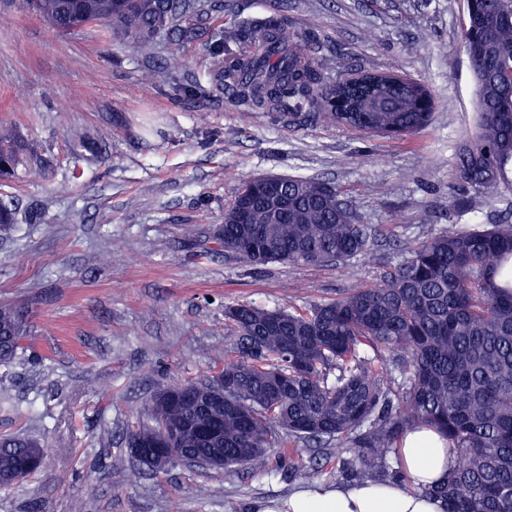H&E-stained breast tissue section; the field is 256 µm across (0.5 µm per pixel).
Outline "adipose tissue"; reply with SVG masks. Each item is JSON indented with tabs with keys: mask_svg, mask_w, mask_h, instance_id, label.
Returning a JSON list of instances; mask_svg holds the SVG:
<instances>
[{
	"mask_svg": "<svg viewBox=\"0 0 512 512\" xmlns=\"http://www.w3.org/2000/svg\"><path fill=\"white\" fill-rule=\"evenodd\" d=\"M399 454L403 483L370 479L316 485L287 501H261L256 512H445L444 502L428 489L456 465L445 440L427 429L408 432Z\"/></svg>",
	"mask_w": 512,
	"mask_h": 512,
	"instance_id": "1",
	"label": "adipose tissue"
}]
</instances>
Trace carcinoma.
<instances>
[{"label":"carcinoma","mask_w":512,"mask_h":512,"mask_svg":"<svg viewBox=\"0 0 512 512\" xmlns=\"http://www.w3.org/2000/svg\"><path fill=\"white\" fill-rule=\"evenodd\" d=\"M56 30L108 27L153 53L163 31L183 37L180 17L203 0H24ZM280 14L225 28L216 44L224 70L216 81L249 108L281 112L288 125L321 121L369 134L409 137L426 128L403 82L386 84L378 70L363 81L331 78L316 39L286 31ZM460 41L474 82V130L455 159L463 213L473 196L512 195V0L466 4ZM28 152L17 131L0 124V183L9 184ZM17 223L10 196L0 197V233ZM376 239L335 185L315 177L246 181L224 210L216 250L254 265H342L368 257ZM399 261L376 284L345 289L304 311L227 303L224 325L235 357L224 364V404L206 413L203 396L182 391L204 381L168 385L154 394L127 437L180 433L179 447L203 453L192 431L202 420L222 425L224 468L265 467L283 438L301 445L291 475L308 481L304 455L340 448L364 467L386 465L409 430L435 429L457 457L448 478L427 489L445 512H512V224H458L398 248ZM27 335L15 307L0 306V363L12 361ZM387 352L396 376L367 355ZM43 454L36 440L0 436L3 489L29 482L37 470L20 462Z\"/></svg>","instance_id":"cac0c4a2"}]
</instances>
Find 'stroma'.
Listing matches in <instances>:
<instances>
[{
    "mask_svg": "<svg viewBox=\"0 0 512 512\" xmlns=\"http://www.w3.org/2000/svg\"><path fill=\"white\" fill-rule=\"evenodd\" d=\"M211 2L180 19L189 38L162 35L147 58L103 27L60 33L21 0H0V122L29 144L9 189L19 212L0 239V304L30 325L0 364V434L45 452L35 479L0 491V512H254L287 499L301 483L284 460L263 474L138 466L125 437L141 404L233 357L225 303L302 308L376 283L397 260L391 240L453 227L455 157L474 121L458 37L465 0ZM277 12L345 72L396 71L431 87V123L408 138L368 137L243 110L212 83L224 65L212 44L225 24ZM268 174L349 189L377 228L373 260L254 266L213 251L241 182Z\"/></svg>",
    "mask_w": 512,
    "mask_h": 512,
    "instance_id": "obj_1",
    "label": "stroma"
}]
</instances>
